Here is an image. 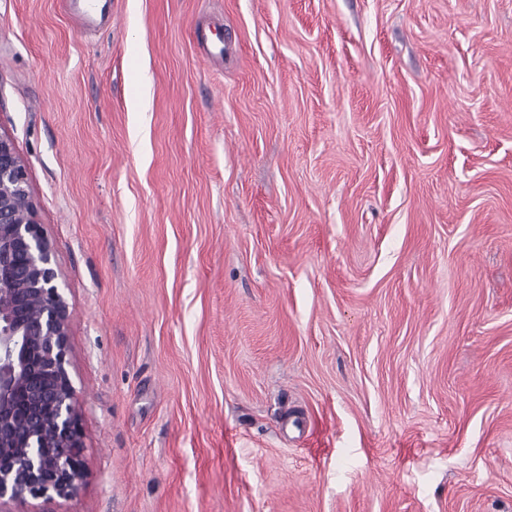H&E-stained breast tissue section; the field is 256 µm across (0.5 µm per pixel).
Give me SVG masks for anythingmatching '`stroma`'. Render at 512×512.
<instances>
[{
	"instance_id": "35a3bbf8",
	"label": "stroma",
	"mask_w": 512,
	"mask_h": 512,
	"mask_svg": "<svg viewBox=\"0 0 512 512\" xmlns=\"http://www.w3.org/2000/svg\"><path fill=\"white\" fill-rule=\"evenodd\" d=\"M0 134L83 443L0 512H512V0H0ZM66 13L90 31L98 30L104 20L112 22V0H65ZM218 29L215 27L210 29V34L215 35L216 38L208 36L201 31L196 32V40L202 49L204 55L210 59H223L224 58V40L218 37Z\"/></svg>"
}]
</instances>
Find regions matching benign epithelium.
<instances>
[{
	"label": "benign epithelium",
	"mask_w": 512,
	"mask_h": 512,
	"mask_svg": "<svg viewBox=\"0 0 512 512\" xmlns=\"http://www.w3.org/2000/svg\"><path fill=\"white\" fill-rule=\"evenodd\" d=\"M25 168L0 134V503L69 497L82 480L68 306Z\"/></svg>",
	"instance_id": "benign-epithelium-1"
}]
</instances>
